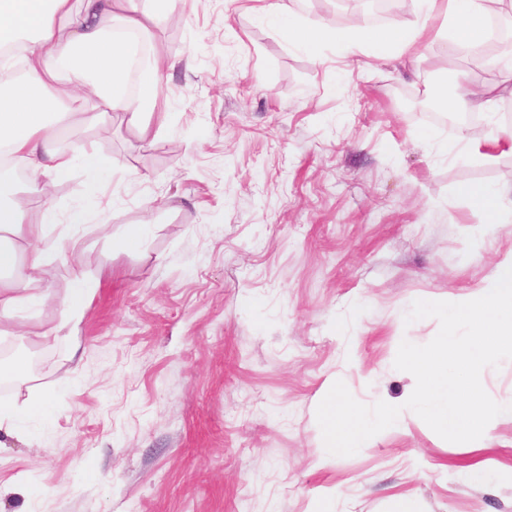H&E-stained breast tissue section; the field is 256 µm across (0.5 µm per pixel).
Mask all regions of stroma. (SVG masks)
I'll use <instances>...</instances> for the list:
<instances>
[{"instance_id":"obj_1","label":"stroma","mask_w":512,"mask_h":512,"mask_svg":"<svg viewBox=\"0 0 512 512\" xmlns=\"http://www.w3.org/2000/svg\"><path fill=\"white\" fill-rule=\"evenodd\" d=\"M153 25L175 67L158 76L170 114L142 136L111 113L74 122L73 145L112 161L80 226L75 167L44 210L60 241L47 269L103 279L85 307L82 346L41 343L60 305L48 294L10 344L39 362L0 390L23 406L59 391L52 415L0 432V512H512V416L483 448H460L417 417L358 453H327L316 409L335 381L360 402H396L402 341L439 331L406 322L418 300L455 302L512 260V214L485 223L459 188L512 195V149L470 154L460 126L427 114L435 80H482L496 99L488 136H506L512 73L428 38L411 54L355 62L288 47L257 0H187ZM147 223L140 249L112 236ZM496 466L497 480L461 469Z\"/></svg>"}]
</instances>
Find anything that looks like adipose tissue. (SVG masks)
<instances>
[{
  "mask_svg": "<svg viewBox=\"0 0 512 512\" xmlns=\"http://www.w3.org/2000/svg\"><path fill=\"white\" fill-rule=\"evenodd\" d=\"M424 20L378 33L365 25L339 30L320 21L296 22L287 0H263L261 10L279 24L282 40L319 58L326 44L346 57L381 60L414 52L435 33L456 46L476 48L488 37V22L507 0H420ZM177 0H0V47L19 46L22 74L0 88V152L32 173L29 194L45 199L75 163L88 174L90 193L112 172L96 153L65 146L63 132L75 119L95 122L100 109L120 111L131 125L149 134L166 125L159 109L157 77L161 56H154L128 91L131 44L128 34H148L152 23L172 17ZM12 179L0 176V336L22 310L40 304L43 273L59 249L46 225L27 222L12 202ZM96 276L75 266L60 297V319L41 335L43 344L64 341L80 350L79 324Z\"/></svg>",
  "mask_w": 512,
  "mask_h": 512,
  "instance_id": "1",
  "label": "adipose tissue"
}]
</instances>
